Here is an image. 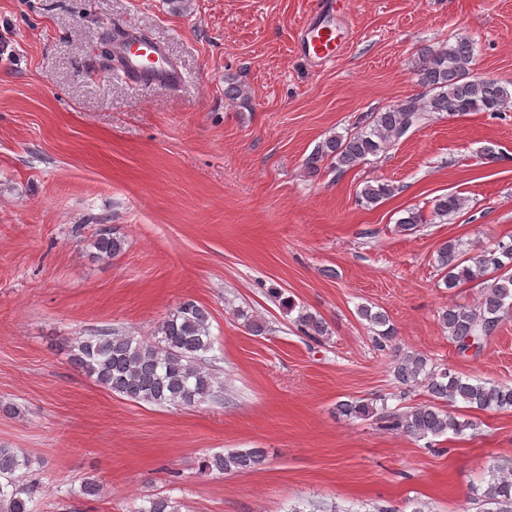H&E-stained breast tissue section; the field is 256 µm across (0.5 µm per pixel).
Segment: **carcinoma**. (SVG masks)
<instances>
[{
	"instance_id": "1",
	"label": "carcinoma",
	"mask_w": 512,
	"mask_h": 512,
	"mask_svg": "<svg viewBox=\"0 0 512 512\" xmlns=\"http://www.w3.org/2000/svg\"><path fill=\"white\" fill-rule=\"evenodd\" d=\"M473 51V43L466 37H457L448 45L420 49L416 74L423 92L397 101L383 112L363 116L360 129L354 133L324 139L305 159V169L315 174L325 165L344 173L387 152L411 127L425 124L436 113L496 114L512 109V89L473 73ZM394 192V185L387 181H368L360 190L358 201L376 205ZM465 205L461 196L443 194L433 200L430 215L409 209L397 224L410 230L436 219L444 222ZM124 246L123 237L103 226L92 241L93 257L108 263ZM436 267L444 273V284L449 289L462 282L478 281L482 285L477 305L450 304L438 317L459 352L480 346L512 310V239L475 250H464L460 243L449 240L437 251ZM288 308L293 310L296 304L290 301ZM358 314L374 329L375 349L392 357L391 369L400 394L404 396L413 387L422 386L431 397V402L404 412L382 413L388 429L418 441L449 432L459 434L474 424L458 420L448 410L454 403L460 401L478 410L512 407V386L471 383L448 368L433 364L422 353H403L395 344L394 328L385 313L360 306ZM295 323L314 340L327 333L323 318L304 308L298 309ZM213 344L208 312L195 301L186 300L158 324L149 338L100 329L90 336L71 339L67 348L77 368L113 393L158 406L192 407L221 396V382L206 365L205 354ZM337 411L347 418L377 415L374 403L363 399L340 401ZM264 461L261 448L233 450L201 458L199 470L237 473L255 469ZM33 472L34 461L30 457L13 448L0 447V512H37L39 484L28 479ZM80 493L85 498H98L103 485L97 478L87 476ZM478 500L484 505L483 512H512V473L500 467L491 469ZM134 512H181V504L167 495L154 494Z\"/></svg>"
}]
</instances>
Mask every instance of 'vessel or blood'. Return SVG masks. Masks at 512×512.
<instances>
[{"instance_id":"obj_1","label":"vessel or blood","mask_w":512,"mask_h":512,"mask_svg":"<svg viewBox=\"0 0 512 512\" xmlns=\"http://www.w3.org/2000/svg\"><path fill=\"white\" fill-rule=\"evenodd\" d=\"M332 9L333 0H315L313 10L303 24L306 32L303 53L321 66L333 62L342 45L341 33L324 23ZM116 52L123 61V75L131 82L175 88L184 81L183 72L168 58L160 43L131 35L117 45Z\"/></svg>"}]
</instances>
